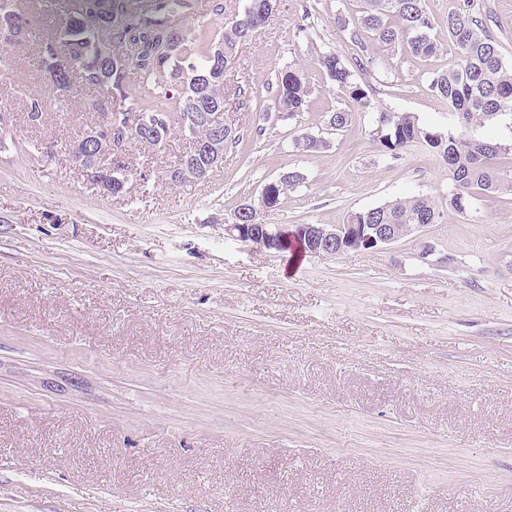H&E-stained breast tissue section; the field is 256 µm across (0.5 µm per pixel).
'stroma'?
Wrapping results in <instances>:
<instances>
[{"instance_id":"stroma-1","label":"stroma","mask_w":512,"mask_h":512,"mask_svg":"<svg viewBox=\"0 0 512 512\" xmlns=\"http://www.w3.org/2000/svg\"><path fill=\"white\" fill-rule=\"evenodd\" d=\"M359 9L277 0L226 73L253 101L222 166L170 184L194 144L177 125L161 149L125 146L118 197L66 161L98 116L94 90L56 99L38 63L57 13L30 11V36L0 47V512H512L511 195L373 252L224 236L288 171L302 181L264 215L285 231L447 201L437 157L380 155L370 122L385 108L450 123L429 88L454 54L447 32L433 57L376 48L359 105L318 65L352 54L336 18ZM289 66L310 87L301 130L326 141L313 152L271 113ZM336 109L351 120L331 134Z\"/></svg>"}]
</instances>
